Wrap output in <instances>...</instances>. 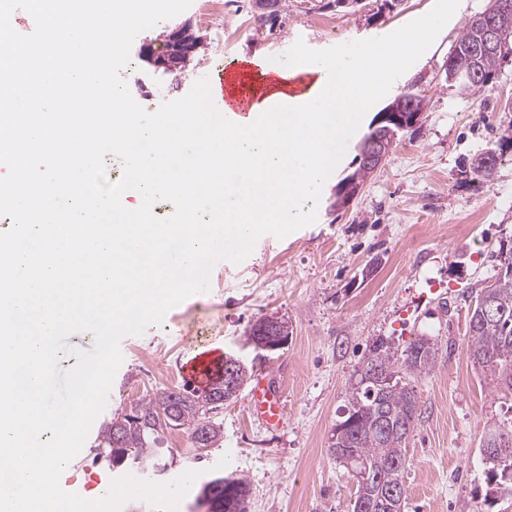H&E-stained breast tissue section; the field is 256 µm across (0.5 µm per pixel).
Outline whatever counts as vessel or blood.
<instances>
[{
  "instance_id": "b4317fda",
  "label": "vessel or blood",
  "mask_w": 512,
  "mask_h": 512,
  "mask_svg": "<svg viewBox=\"0 0 512 512\" xmlns=\"http://www.w3.org/2000/svg\"><path fill=\"white\" fill-rule=\"evenodd\" d=\"M203 74L213 88L216 109L224 112L231 121L250 111L255 100L253 90L264 80L259 67H247L235 59L225 61L220 67H207ZM223 363L222 350L208 349L183 364L181 370L187 381L201 384L214 378ZM249 412L255 421L268 429L276 430L285 425L283 392L269 376L255 378L250 391Z\"/></svg>"
}]
</instances>
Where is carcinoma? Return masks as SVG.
Returning a JSON list of instances; mask_svg holds the SVG:
<instances>
[{"label":"carcinoma","mask_w":512,"mask_h":512,"mask_svg":"<svg viewBox=\"0 0 512 512\" xmlns=\"http://www.w3.org/2000/svg\"><path fill=\"white\" fill-rule=\"evenodd\" d=\"M512 14L503 21L499 46H484V34L477 17L469 18L448 53L445 82L460 95L476 94L493 83L499 62L512 54ZM367 134L385 141L386 151L396 146L399 131L385 126L367 128ZM498 159L485 162L482 155L471 159L469 168L476 179L490 180ZM500 268L476 293L469 311L470 358L512 391V248L501 251ZM439 359L438 343L429 337L409 342L399 351L391 342L379 339L369 348L362 366L352 376L348 405L336 423L328 451L347 473L356 479L351 512H403L404 473L408 466L407 441L421 415L419 399L410 376L426 375ZM233 399L225 373L206 387L185 384L141 399L130 412L105 419L94 440L96 457L108 465L129 472L164 471L168 462L160 450L165 432L183 429L197 447L196 434L210 435V445L221 436V425L207 414ZM507 450L485 442L487 477L498 482L503 495L512 496V432L496 433ZM231 488L219 512H247L250 487L243 478H223Z\"/></svg>","instance_id":"carcinoma-1"}]
</instances>
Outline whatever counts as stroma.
Returning a JSON list of instances; mask_svg holds the SVG:
<instances>
[{
	"mask_svg": "<svg viewBox=\"0 0 512 512\" xmlns=\"http://www.w3.org/2000/svg\"><path fill=\"white\" fill-rule=\"evenodd\" d=\"M203 2L193 0L175 18L204 41L184 70L163 73L139 59L145 41L160 45L166 23L135 38L130 54L138 69L123 79L140 105L157 95L169 101L186 96L216 53L267 59L299 40L324 50L383 36L435 4L397 0L390 8L385 0H361L337 7L329 0H283L270 25L255 0H225L217 28L205 18ZM489 2L461 0L431 47L384 96L388 104L421 90L428 106L350 205L337 208L335 189L353 168L352 143L322 189L315 223L282 239L261 236L241 263L214 267L208 292L185 299L161 324L121 343L107 417L180 386V366L206 346L238 353L285 391L282 430L250 418L244 388L213 412L221 439L202 457L190 452L187 432H166L162 445L174 463L162 481L210 469L227 455L222 473L248 482V512H349L356 485L328 448L350 377L376 338L402 347L428 336L440 357L432 372L412 379L422 414L408 441L404 512H512V498L488 481L482 456L488 431H512V392L474 365L468 333L472 296L497 270L501 247L512 246V54L493 84L474 95H457L438 76L464 22ZM491 148L499 155L495 174L477 181L469 163ZM271 314L287 320L288 343L259 355L245 332ZM93 455L85 447L61 475L77 494H99L117 476Z\"/></svg>",
	"mask_w": 512,
	"mask_h": 512,
	"instance_id": "obj_1",
	"label": "stroma"
}]
</instances>
